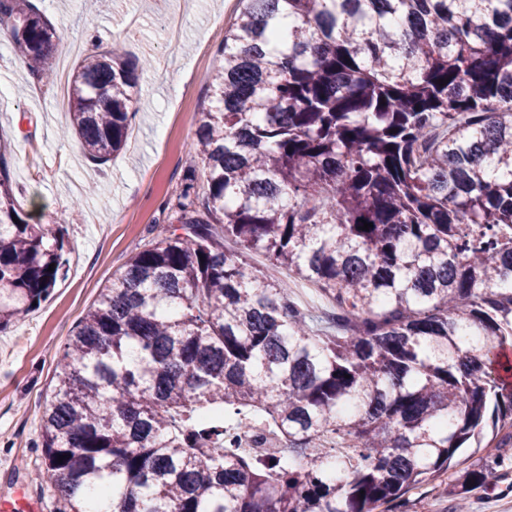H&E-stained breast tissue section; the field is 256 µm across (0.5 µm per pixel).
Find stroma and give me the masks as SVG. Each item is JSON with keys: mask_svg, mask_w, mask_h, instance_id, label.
<instances>
[{"mask_svg": "<svg viewBox=\"0 0 512 512\" xmlns=\"http://www.w3.org/2000/svg\"><path fill=\"white\" fill-rule=\"evenodd\" d=\"M75 51L51 57L54 70L73 72L93 49L119 46L148 61L138 92L127 150L97 164L75 137H61L68 121L57 108L54 85L14 65L12 49L0 52V146L13 184L23 190L31 222L64 233L65 275L51 296L0 331V502L19 512H55L53 487L40 482L43 402L54 384L60 349L97 299L112 273L134 253L156 242L168 222L165 201L175 200L183 177L200 167L190 145L200 112L209 108L206 81L222 60L224 31L243 8L241 0H119L112 14L99 0H31ZM500 487L472 493L468 512H512V448L499 471ZM449 477L410 491L389 512H456Z\"/></svg>", "mask_w": 512, "mask_h": 512, "instance_id": "obj_1", "label": "stroma"}]
</instances>
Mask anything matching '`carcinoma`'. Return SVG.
<instances>
[{
    "instance_id": "1",
    "label": "carcinoma",
    "mask_w": 512,
    "mask_h": 512,
    "mask_svg": "<svg viewBox=\"0 0 512 512\" xmlns=\"http://www.w3.org/2000/svg\"><path fill=\"white\" fill-rule=\"evenodd\" d=\"M243 2L191 145L203 180L58 355L59 512H378L472 442L486 461L454 487L491 489L512 447V0ZM1 15L53 75L56 26L29 0ZM139 68L113 46L73 74L66 131L91 161L125 148ZM62 250L0 157V329L50 296ZM293 289L291 298L299 309L316 312L321 309H331L330 303L320 295L317 288L313 285L307 282L298 281L297 287Z\"/></svg>"
}]
</instances>
